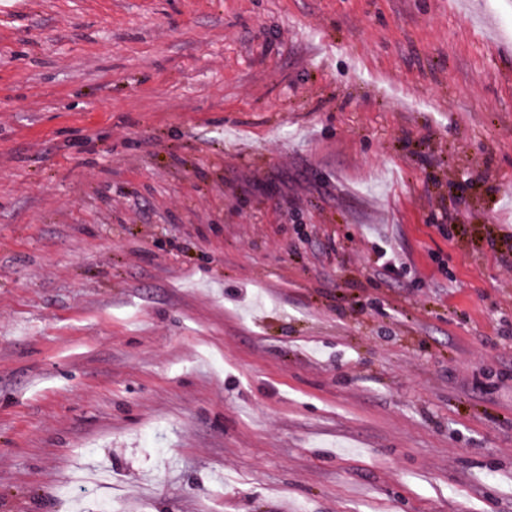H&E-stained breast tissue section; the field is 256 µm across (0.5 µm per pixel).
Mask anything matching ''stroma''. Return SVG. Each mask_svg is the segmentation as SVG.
Listing matches in <instances>:
<instances>
[{
    "instance_id": "35a3bbf8",
    "label": "stroma",
    "mask_w": 512,
    "mask_h": 512,
    "mask_svg": "<svg viewBox=\"0 0 512 512\" xmlns=\"http://www.w3.org/2000/svg\"><path fill=\"white\" fill-rule=\"evenodd\" d=\"M91 474L512 512V0H0V512Z\"/></svg>"
}]
</instances>
